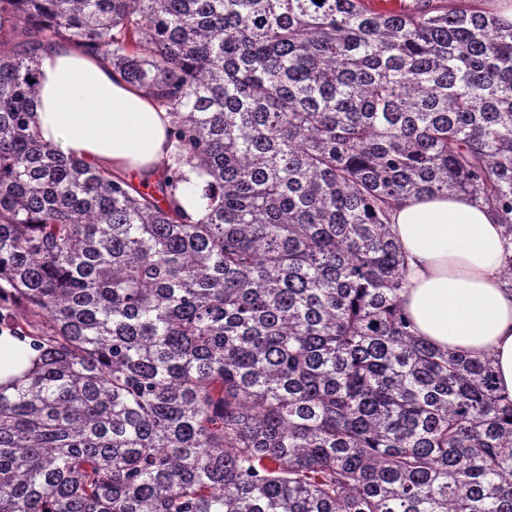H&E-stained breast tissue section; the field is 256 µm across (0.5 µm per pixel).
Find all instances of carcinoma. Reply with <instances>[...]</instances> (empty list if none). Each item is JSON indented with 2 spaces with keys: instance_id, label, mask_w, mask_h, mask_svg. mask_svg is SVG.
<instances>
[{
  "instance_id": "carcinoma-1",
  "label": "carcinoma",
  "mask_w": 512,
  "mask_h": 512,
  "mask_svg": "<svg viewBox=\"0 0 512 512\" xmlns=\"http://www.w3.org/2000/svg\"><path fill=\"white\" fill-rule=\"evenodd\" d=\"M493 0H0V512H512V396L409 329L414 196L503 227L512 20ZM102 54L168 112L140 184L43 142L37 57ZM206 201L195 219L179 193ZM36 353L29 345L9 334L0 336V384L8 385L32 368Z\"/></svg>"
}]
</instances>
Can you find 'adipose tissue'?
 Returning <instances> with one entry per match:
<instances>
[{
  "label": "adipose tissue",
  "instance_id": "ef3b65f1",
  "mask_svg": "<svg viewBox=\"0 0 512 512\" xmlns=\"http://www.w3.org/2000/svg\"><path fill=\"white\" fill-rule=\"evenodd\" d=\"M38 71L32 122L64 156L139 177L167 160L164 111L100 55L58 42L40 52ZM392 230L415 332L443 350L491 357L498 387L512 394V289L501 278L497 215L464 194L412 197L396 206ZM34 357L26 342L1 335L0 384L23 376Z\"/></svg>",
  "mask_w": 512,
  "mask_h": 512
}]
</instances>
